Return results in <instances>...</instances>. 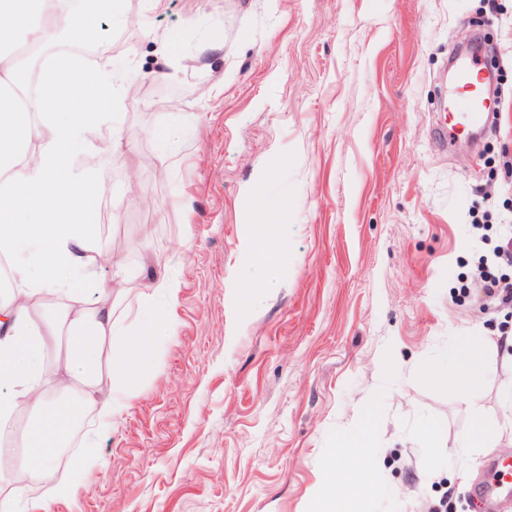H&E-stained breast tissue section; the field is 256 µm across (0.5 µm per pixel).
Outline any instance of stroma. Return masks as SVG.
Instances as JSON below:
<instances>
[{"instance_id":"35a3bbf8","label":"stroma","mask_w":512,"mask_h":512,"mask_svg":"<svg viewBox=\"0 0 512 512\" xmlns=\"http://www.w3.org/2000/svg\"><path fill=\"white\" fill-rule=\"evenodd\" d=\"M98 64L127 74L109 105L121 138L90 157L93 214L134 273L115 314L133 323L150 251L179 291L140 395L99 428L88 417L69 468L11 487L13 512H318L361 468L357 512H512L474 493L512 456V306L472 288L473 216L512 221V0H121ZM491 41L503 70L480 144L439 148L430 130L458 43ZM136 172L151 207L130 195ZM285 244L271 260L259 224ZM484 336L462 387L440 366ZM483 406L475 418L467 404ZM494 448H468L477 420ZM365 422L368 460L338 452ZM437 437H430V430Z\"/></svg>"}]
</instances>
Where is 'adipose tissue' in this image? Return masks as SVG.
Returning <instances> with one entry per match:
<instances>
[{
    "instance_id": "ef3b65f1",
    "label": "adipose tissue",
    "mask_w": 512,
    "mask_h": 512,
    "mask_svg": "<svg viewBox=\"0 0 512 512\" xmlns=\"http://www.w3.org/2000/svg\"><path fill=\"white\" fill-rule=\"evenodd\" d=\"M102 11L116 15L120 9L115 0H84L80 9L70 0H0V255L14 260L17 295L0 303V418L31 404L37 426L20 436L17 466L35 480L52 468L47 450L67 440L76 413L111 419V401L98 395L101 380L113 392L138 396L168 322L165 310L149 305L136 323L125 324L114 315L112 286L94 274L102 250L86 215L101 193L102 176L77 162L120 145L103 110L119 95L118 76L111 67L61 55L43 70L27 107L11 105L15 88L29 83L11 47L39 40L47 21L81 40ZM47 294L61 300L69 337L57 352L55 383L76 398L64 406L43 393L42 356L54 344L51 317L30 311Z\"/></svg>"
}]
</instances>
